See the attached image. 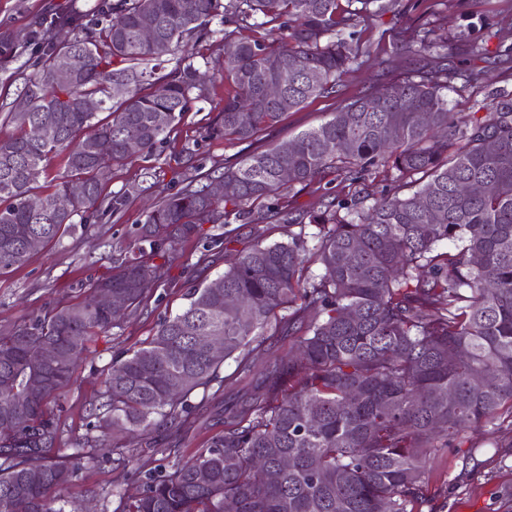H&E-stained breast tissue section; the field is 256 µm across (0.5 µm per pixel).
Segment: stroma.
<instances>
[{"instance_id":"stroma-1","label":"stroma","mask_w":512,"mask_h":512,"mask_svg":"<svg viewBox=\"0 0 512 512\" xmlns=\"http://www.w3.org/2000/svg\"><path fill=\"white\" fill-rule=\"evenodd\" d=\"M101 0H0V138L16 134L11 117L16 102L33 74L28 60L37 48V35L46 18L78 13L83 25L75 29L82 37L94 31L102 18ZM451 37L465 33L486 50L482 67L491 69L490 81L468 84L454 78L447 91L449 111L462 116H485L499 98H512V71L495 70L499 50L512 49V0H394L391 11L363 26L360 41L372 56L385 57L397 46L416 43L424 25ZM220 21L210 25L212 33L199 41L195 55L176 47L168 55L170 64L190 59L207 87L204 98L195 100L184 119L168 135L153 156H132L113 167L103 184L97 207L85 213V225L65 234L31 255L22 267L0 279V328L43 315L57 304L75 303L83 297L88 279L107 273L110 267L133 257L136 229L144 223L151 204L187 185H197L219 176L226 160L241 158L252 150L250 143L231 142L211 134L210 122L224 108L229 84L215 65L224 56ZM381 70L365 64L347 75L342 96H353L375 82ZM341 98H318L287 113L274 128L264 131L259 144L288 140L331 118ZM254 221L208 224L202 237L173 245L159 260L163 275L151 279L146 311L127 314L121 327L98 337L81 362L70 385L50 405L52 416L64 430L66 443L86 437L87 414L112 358L153 336L161 320L179 313L188 304L190 288L216 279L224 263L208 250L211 239L221 238L234 251H245L256 243L288 238L283 217L269 216L265 207H252ZM168 431L161 419L149 429L128 427L119 433V443L135 454L136 467L161 464ZM152 438L157 450L139 456L144 438ZM425 501L421 512H512V417L502 416L467 430L457 446L432 456L426 466ZM141 488L138 474H129L118 484L111 460L98 459L83 465L64 489L63 497L76 512L92 507L94 512H116L119 491Z\"/></svg>"}]
</instances>
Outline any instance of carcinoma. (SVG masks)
I'll return each mask as SVG.
<instances>
[{
  "instance_id": "carcinoma-1",
  "label": "carcinoma",
  "mask_w": 512,
  "mask_h": 512,
  "mask_svg": "<svg viewBox=\"0 0 512 512\" xmlns=\"http://www.w3.org/2000/svg\"><path fill=\"white\" fill-rule=\"evenodd\" d=\"M392 6L112 0V20L98 33L44 40L25 91L27 121L0 138V277L33 254L28 238L44 247L76 226L112 166L131 157L127 140L152 153L206 91L189 63L175 65L154 89L144 86L140 65L211 33L208 25L220 19L218 68L232 92L210 130L254 141L308 100L336 96L342 77L369 55L355 40L357 27ZM147 15L158 22L152 42L138 35ZM285 25L288 43L279 47L238 36L256 28L272 38ZM450 53L464 68L448 67ZM399 54L420 62L402 71L392 57L379 60L392 75L383 88L343 100L330 119L291 140L225 163L222 177L239 185L237 196H213L208 183L166 195L138 231L139 256L90 281L83 302L0 329V512H66L60 491L82 464L115 454L124 469L134 459L98 436L61 451L62 430L48 412L89 344L121 324L90 294L110 289L125 296L127 310L148 308L140 287L152 273L147 258L257 201L277 216L296 186L330 171L341 194L326 193L318 210L290 218L298 231H288V241L235 254L218 276L224 287L193 289L182 312L110 362L87 426L103 434L158 416L169 430L162 453L172 460L168 470L145 473L143 490L121 498V512H414L430 452L505 411L512 416V102L469 120L448 110V80L484 77L470 66L483 47L462 34L450 42L425 27L418 48ZM63 58L79 69L67 85L55 78ZM270 82L281 84V98L265 95ZM88 99L98 101L97 111L80 108ZM35 125L51 135L33 138ZM102 138L112 141L106 156L92 151ZM60 155L65 171L55 189L33 194ZM379 168L391 176L374 198L365 182ZM466 182L481 184L482 193H462ZM73 183L85 195L56 211L54 201ZM445 240L458 246L443 251ZM312 264L318 273H309ZM284 309L290 313L280 321ZM351 309L358 319L347 318ZM203 334L224 337L221 355L197 348ZM267 336L297 340L287 354L268 357L257 392L224 413V430L207 448L185 457L184 440L196 427L193 392L217 396L232 357L240 376L251 375ZM52 341L63 357L37 365L36 350ZM56 370L40 402L11 408L29 383ZM285 457L292 466L281 467ZM33 470L42 482L29 481Z\"/></svg>"
}]
</instances>
